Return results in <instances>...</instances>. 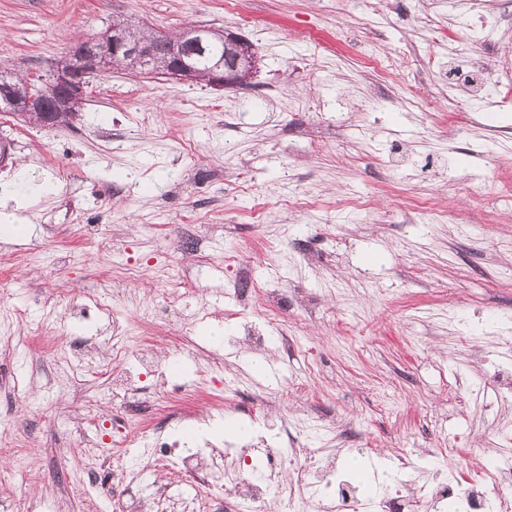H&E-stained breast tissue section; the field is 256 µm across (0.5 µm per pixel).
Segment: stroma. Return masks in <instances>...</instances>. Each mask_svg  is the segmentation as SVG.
Returning <instances> with one entry per match:
<instances>
[{"label": "stroma", "instance_id": "35a3bbf8", "mask_svg": "<svg viewBox=\"0 0 512 512\" xmlns=\"http://www.w3.org/2000/svg\"><path fill=\"white\" fill-rule=\"evenodd\" d=\"M473 1L0 0V72H48L116 15L258 60L222 90L103 74L68 126L0 112V184L34 227L0 234V512H115L113 462L139 512H178L192 484L143 447L221 449L229 421L348 480L360 459L369 495L405 456L413 483L455 462L463 486L512 456V110L448 98L463 60L512 71V25L433 41Z\"/></svg>", "mask_w": 512, "mask_h": 512}]
</instances>
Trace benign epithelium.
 Masks as SVG:
<instances>
[{
	"instance_id": "obj_1",
	"label": "benign epithelium",
	"mask_w": 512,
	"mask_h": 512,
	"mask_svg": "<svg viewBox=\"0 0 512 512\" xmlns=\"http://www.w3.org/2000/svg\"><path fill=\"white\" fill-rule=\"evenodd\" d=\"M129 21L125 18L115 17L112 25L97 36L82 41L86 52L84 53V75L92 77L107 70L109 59L122 55L143 63L155 58L156 45L149 41H132L126 35ZM213 31L201 26H193L183 30L175 38L164 40L166 56L177 60L173 75L180 81H194L198 71L194 65L186 60L183 46L187 43L203 45L211 41ZM226 52L224 59L217 62L209 71V85L214 88L236 87L248 83L256 72V55L253 45L246 39L233 32L224 33ZM29 79L37 80L41 84L42 97L18 93L6 100L12 111L24 114H38L40 101L64 88L66 97L60 102V113L55 119L47 120L44 125L54 127L59 124L64 114L75 115L80 111L85 100V83L67 66L56 65L45 76L29 75Z\"/></svg>"
}]
</instances>
